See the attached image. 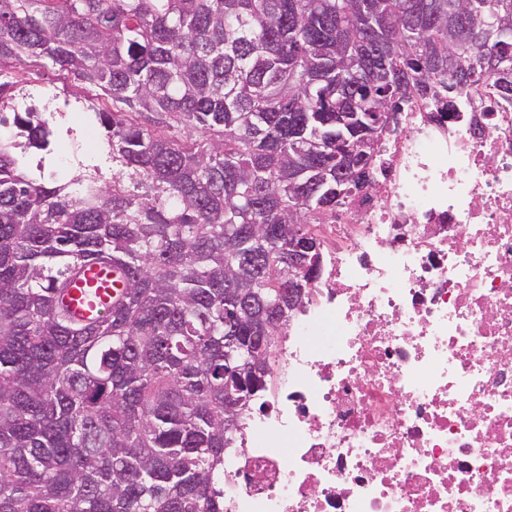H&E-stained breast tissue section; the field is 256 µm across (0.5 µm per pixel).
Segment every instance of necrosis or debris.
<instances>
[{
    "instance_id": "obj_1",
    "label": "necrosis or debris",
    "mask_w": 512,
    "mask_h": 512,
    "mask_svg": "<svg viewBox=\"0 0 512 512\" xmlns=\"http://www.w3.org/2000/svg\"><path fill=\"white\" fill-rule=\"evenodd\" d=\"M311 230L224 512H512V98L414 102Z\"/></svg>"
}]
</instances>
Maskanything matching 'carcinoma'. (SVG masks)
<instances>
[{
    "instance_id": "1",
    "label": "carcinoma",
    "mask_w": 512,
    "mask_h": 512,
    "mask_svg": "<svg viewBox=\"0 0 512 512\" xmlns=\"http://www.w3.org/2000/svg\"><path fill=\"white\" fill-rule=\"evenodd\" d=\"M6 61L99 90L112 183L33 171L55 129L1 115ZM489 72L512 95V0H0V512H223L288 226L359 186L337 154L368 166L413 98L454 112ZM88 261L126 292L80 323Z\"/></svg>"
}]
</instances>
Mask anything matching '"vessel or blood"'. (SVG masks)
Here are the masks:
<instances>
[{
    "label": "vessel or blood",
    "mask_w": 512,
    "mask_h": 512,
    "mask_svg": "<svg viewBox=\"0 0 512 512\" xmlns=\"http://www.w3.org/2000/svg\"><path fill=\"white\" fill-rule=\"evenodd\" d=\"M124 287L120 272L107 264H87L67 285L66 303L72 314L88 321L106 312Z\"/></svg>",
    "instance_id": "b4317fda"
}]
</instances>
